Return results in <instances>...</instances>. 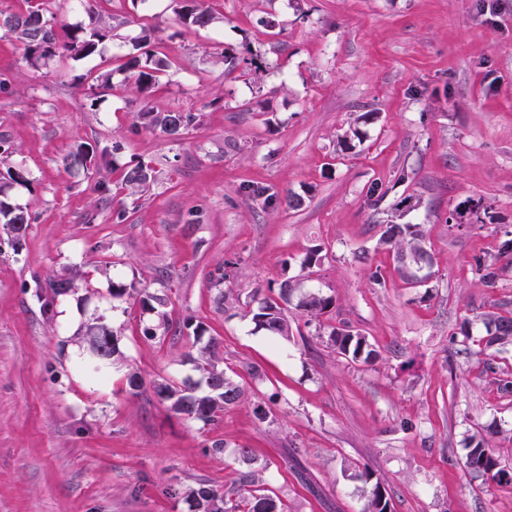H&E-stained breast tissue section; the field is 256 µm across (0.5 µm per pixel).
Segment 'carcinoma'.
I'll return each instance as SVG.
<instances>
[{
    "mask_svg": "<svg viewBox=\"0 0 512 512\" xmlns=\"http://www.w3.org/2000/svg\"><path fill=\"white\" fill-rule=\"evenodd\" d=\"M22 8L15 10L10 5H0V29L10 32L23 50V59L34 68L48 65L52 60H79L96 53L98 45L109 35L95 12L94 0H77L78 7L87 15L88 22L76 25L58 24L56 14L60 0H18ZM171 8L179 22L186 27L205 28L216 22V16L203 0H171ZM147 37L135 39L140 53L130 57L125 69L132 73L133 89L146 97L169 68V62L159 52L146 48ZM142 125L168 140H178L197 121V114L182 109L156 112L143 108L138 112ZM92 163L90 148L80 144L63 157V164L72 169H85ZM153 181L151 165L139 161L127 168L123 175L125 185L143 190ZM28 183L25 170L9 167L0 177V224L5 226L15 239L25 236L32 221L29 211L14 203L12 191ZM378 245L394 253L401 277L410 285L419 280L417 272L431 270L433 259L427 249L425 227L422 224H399L390 222L378 240ZM476 270L480 281L488 288H495L501 278V269L493 261L479 258ZM299 284L290 281L279 285L277 294L261 299L257 308L250 310L252 321L270 336L290 338L291 327L286 315L288 306L317 317L327 311L332 301L322 295L308 291L298 293ZM487 336L485 347L512 344V315L490 311L483 315ZM86 343L92 347L100 345L116 358L120 355L118 337L106 324L95 321L85 328ZM327 344L338 355L354 361L369 363L377 358V352L368 338L347 326L334 327L328 334ZM222 342L212 337L197 357H189L196 377H188L181 384L168 382L154 385L159 399L170 402L171 409L191 421L214 423L224 414V409L238 403L244 390L224 370V359L220 354ZM466 467L486 476L497 484L511 483L512 475L500 466L499 459L488 448L484 434L473 435L469 441ZM365 499L363 512H386L390 508L387 491L380 482L362 489ZM195 512H279L276 500L258 490L238 507L226 508L224 493L202 483L190 490Z\"/></svg>",
    "mask_w": 512,
    "mask_h": 512,
    "instance_id": "carcinoma-1",
    "label": "carcinoma"
}]
</instances>
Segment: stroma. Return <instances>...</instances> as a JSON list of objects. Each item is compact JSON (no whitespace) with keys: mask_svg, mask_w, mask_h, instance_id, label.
Listing matches in <instances>:
<instances>
[{"mask_svg":"<svg viewBox=\"0 0 512 512\" xmlns=\"http://www.w3.org/2000/svg\"><path fill=\"white\" fill-rule=\"evenodd\" d=\"M207 4L219 21L203 29L169 0H97L113 27L97 54L41 69L0 30V138L28 172L13 194L33 217L18 241L0 226V512H189L202 482L234 505L248 468L284 512H362L367 471L393 512H512V487L465 467L467 437L489 427L512 471V392L498 386L512 345L478 344L485 312L512 311V259L498 252L512 237V0ZM142 35L170 62L144 99L124 68ZM101 73L110 86L94 102ZM145 104L198 121L166 140L138 124ZM81 143L104 162L66 168ZM140 160L155 180L132 196L122 173ZM401 200L433 256L419 288L377 247ZM314 248L321 263L302 268ZM480 258L502 267L497 287L480 283ZM61 278L77 288L53 296ZM286 280L332 304L314 319L289 311L283 340L255 331L250 311ZM131 281L164 305L113 295ZM97 320L121 352L101 386L74 368ZM342 324L367 336L374 363L328 346ZM199 335L223 341L245 391L213 425L153 390L192 376Z\"/></svg>","mask_w":512,"mask_h":512,"instance_id":"obj_1","label":"stroma"}]
</instances>
